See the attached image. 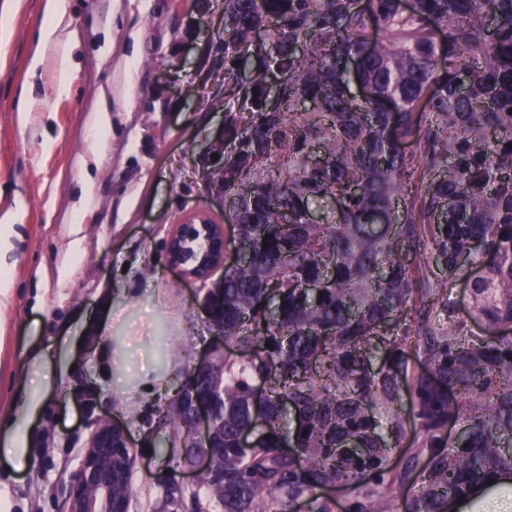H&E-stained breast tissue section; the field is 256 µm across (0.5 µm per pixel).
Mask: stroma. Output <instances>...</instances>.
I'll list each match as a JSON object with an SVG mask.
<instances>
[{"label": "stroma", "mask_w": 512, "mask_h": 512, "mask_svg": "<svg viewBox=\"0 0 512 512\" xmlns=\"http://www.w3.org/2000/svg\"><path fill=\"white\" fill-rule=\"evenodd\" d=\"M46 3L0 0L10 21L0 38V219L17 216L0 254L11 283L0 303V423L19 422L24 396L39 400L23 423L33 434L25 467L0 460V500L8 512H65L69 476L97 419L110 417L127 426L139 460L129 512H171L162 482L178 471L191 491L200 483L161 448L176 430L160 421L158 400L101 346L125 341L177 381L209 347L207 286L171 267L166 245L191 212L224 220L202 179L204 150L224 125L205 96L224 72V0H68L64 88L59 49L29 69ZM84 383L98 390L91 415L72 396ZM426 460L413 432L395 441L390 466L403 480L375 512H400Z\"/></svg>", "instance_id": "1"}]
</instances>
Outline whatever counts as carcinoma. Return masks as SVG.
<instances>
[{"instance_id": "1", "label": "carcinoma", "mask_w": 512, "mask_h": 512, "mask_svg": "<svg viewBox=\"0 0 512 512\" xmlns=\"http://www.w3.org/2000/svg\"><path fill=\"white\" fill-rule=\"evenodd\" d=\"M365 2L224 0V144L205 170L224 171V195L242 198L224 247L249 261L208 290L224 300L211 375L224 447L206 498L163 484L174 512H294L298 499L332 512L320 489L339 483L348 512H373L395 484L405 396L427 464L403 512H448L512 477V0ZM352 78L370 97L351 95ZM324 201L332 215L309 223ZM423 246L446 270L435 282L410 260ZM463 255L483 267L468 315L489 341L456 333ZM258 381L265 434L241 448ZM159 410L182 439V393Z\"/></svg>"}]
</instances>
